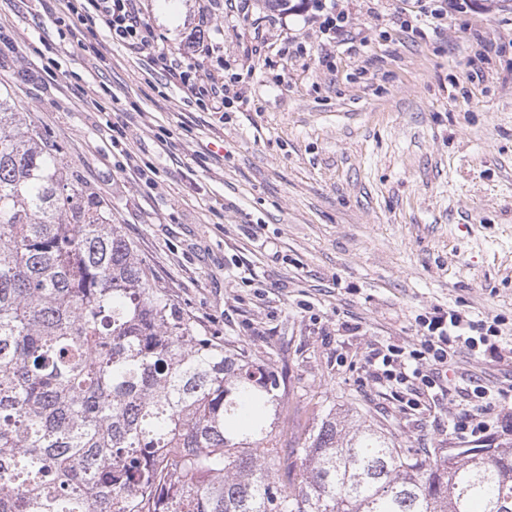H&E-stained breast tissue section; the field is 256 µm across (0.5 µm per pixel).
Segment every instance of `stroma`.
I'll use <instances>...</instances> for the list:
<instances>
[{
  "instance_id": "obj_1",
  "label": "stroma",
  "mask_w": 512,
  "mask_h": 512,
  "mask_svg": "<svg viewBox=\"0 0 512 512\" xmlns=\"http://www.w3.org/2000/svg\"><path fill=\"white\" fill-rule=\"evenodd\" d=\"M75 2L0 0V92L107 203L157 287L285 375L281 459L332 408L420 454L460 447L448 397L400 409L365 363L416 347V316L437 309L501 318L497 353L460 352L448 376L487 390L492 445L512 448V0H475L438 31L412 0H347L367 45L325 64L310 0H141L171 52L205 25L224 63L197 57L204 78L239 76L223 115L104 26L73 42Z\"/></svg>"
}]
</instances>
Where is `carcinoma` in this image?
I'll return each mask as SVG.
<instances>
[{"instance_id":"carcinoma-1","label":"carcinoma","mask_w":512,"mask_h":512,"mask_svg":"<svg viewBox=\"0 0 512 512\" xmlns=\"http://www.w3.org/2000/svg\"><path fill=\"white\" fill-rule=\"evenodd\" d=\"M281 375L157 288L0 98V512H512V449L330 411L281 480Z\"/></svg>"}]
</instances>
